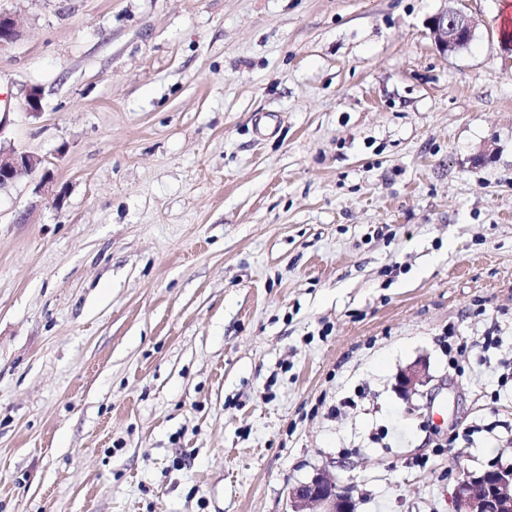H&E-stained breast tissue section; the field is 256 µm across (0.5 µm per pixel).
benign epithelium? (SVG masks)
I'll use <instances>...</instances> for the list:
<instances>
[{
  "mask_svg": "<svg viewBox=\"0 0 512 512\" xmlns=\"http://www.w3.org/2000/svg\"><path fill=\"white\" fill-rule=\"evenodd\" d=\"M477 23L461 12L439 13L431 17L429 34L440 52L451 56L465 48L473 39ZM22 37L18 22L10 15L0 14V49L7 48ZM43 94L31 87L24 97L27 113L38 115L43 109ZM43 160L28 152L0 146V190L12 185L19 177L42 167ZM429 370L425 363H414L401 371L398 383L406 394L418 391L428 383ZM292 512H307L311 507L321 512H355V503L340 489L338 478L321 472L310 481L289 491ZM451 512H512V466L496 465L490 469L460 473L450 495Z\"/></svg>",
  "mask_w": 512,
  "mask_h": 512,
  "instance_id": "benign-epithelium-1",
  "label": "benign epithelium"
}]
</instances>
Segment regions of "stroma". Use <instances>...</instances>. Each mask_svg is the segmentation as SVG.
Wrapping results in <instances>:
<instances>
[{
  "label": "stroma",
  "instance_id": "obj_1",
  "mask_svg": "<svg viewBox=\"0 0 512 512\" xmlns=\"http://www.w3.org/2000/svg\"><path fill=\"white\" fill-rule=\"evenodd\" d=\"M503 2L0 0V145L63 196L0 190V512H289L321 471L449 512L512 463ZM477 23L461 12L439 13L431 17L429 34L436 47L448 56L454 55L473 39ZM430 379L429 370L425 363H414L401 371L398 383L405 394L418 391V388L428 383Z\"/></svg>",
  "mask_w": 512,
  "mask_h": 512
}]
</instances>
